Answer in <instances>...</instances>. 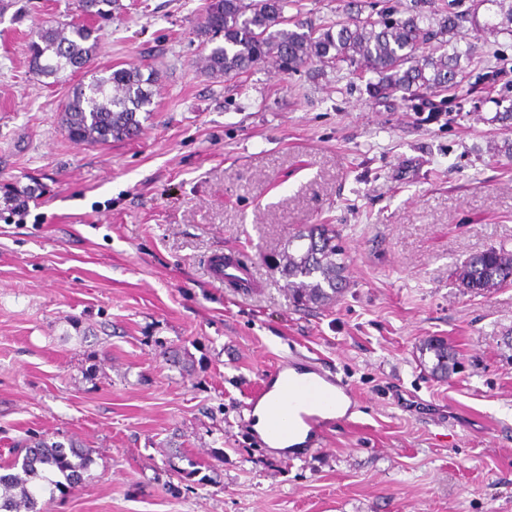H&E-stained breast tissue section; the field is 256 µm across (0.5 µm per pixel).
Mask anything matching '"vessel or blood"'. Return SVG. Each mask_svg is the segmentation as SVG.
<instances>
[{
	"instance_id": "b4317fda",
	"label": "vessel or blood",
	"mask_w": 512,
	"mask_h": 512,
	"mask_svg": "<svg viewBox=\"0 0 512 512\" xmlns=\"http://www.w3.org/2000/svg\"><path fill=\"white\" fill-rule=\"evenodd\" d=\"M210 274L214 283L234 282L245 294L254 286L250 267L232 253L224 259L215 258ZM353 398L348 384L319 367L310 364L298 374L293 364L282 362L262 376L250 397V404L266 409L268 441H287L301 434L305 445L314 446L345 421L347 414L343 404Z\"/></svg>"
}]
</instances>
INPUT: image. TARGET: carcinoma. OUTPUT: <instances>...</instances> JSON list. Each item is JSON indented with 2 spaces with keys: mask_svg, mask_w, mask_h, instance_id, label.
Here are the masks:
<instances>
[{
  "mask_svg": "<svg viewBox=\"0 0 512 512\" xmlns=\"http://www.w3.org/2000/svg\"><path fill=\"white\" fill-rule=\"evenodd\" d=\"M86 23H66L32 32L30 67L46 76L85 70L89 81L73 88L61 113V124L73 141L98 145L130 139L138 133L139 114H149L153 73L141 69L90 67L99 46L101 27L93 21L112 17L116 0H76ZM291 0H213L196 35L205 46L203 69L214 76H236L270 59L289 75L315 64L345 63L376 76L370 89L376 95L400 94L404 101L425 100L428 91L459 86L461 58L458 50L435 55L443 36L454 35L469 23L476 35L498 25L478 23L476 8L465 0H447L444 15L432 21L436 0H410L400 11L382 6L375 14L349 13L346 19L323 28L289 29L285 11ZM341 246L330 224H305L267 258L280 274L283 287L297 306H322L336 302L347 288L344 266L337 261ZM459 286L484 291L512 280V249L490 248L464 262L456 272ZM433 354L432 371L448 373V346L441 340L425 344ZM0 474V512H39L38 495L49 475L59 474L77 484L86 469L84 459L60 442L40 439L20 460Z\"/></svg>",
  "mask_w": 512,
  "mask_h": 512,
  "instance_id": "cac0c4a2",
  "label": "carcinoma"
}]
</instances>
